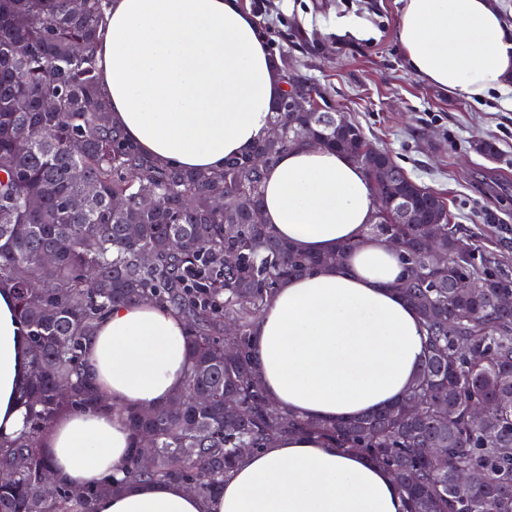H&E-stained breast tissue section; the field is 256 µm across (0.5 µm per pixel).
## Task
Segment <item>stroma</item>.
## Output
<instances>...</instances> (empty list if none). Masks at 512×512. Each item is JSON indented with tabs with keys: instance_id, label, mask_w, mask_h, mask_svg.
Wrapping results in <instances>:
<instances>
[{
	"instance_id": "1",
	"label": "stroma",
	"mask_w": 512,
	"mask_h": 512,
	"mask_svg": "<svg viewBox=\"0 0 512 512\" xmlns=\"http://www.w3.org/2000/svg\"><path fill=\"white\" fill-rule=\"evenodd\" d=\"M273 31V53L315 84L398 166L448 203L454 223L512 269V92L480 100L443 93L405 68L400 0H242ZM363 24L354 36L345 22ZM498 154H478V140Z\"/></svg>"
}]
</instances>
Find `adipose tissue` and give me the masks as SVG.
<instances>
[{
	"label": "adipose tissue",
	"mask_w": 512,
	"mask_h": 512,
	"mask_svg": "<svg viewBox=\"0 0 512 512\" xmlns=\"http://www.w3.org/2000/svg\"><path fill=\"white\" fill-rule=\"evenodd\" d=\"M397 38L413 76L452 95L512 88V29L497 0H402ZM97 55L112 122L146 155L219 171L267 135L283 82L277 58L241 0H111ZM376 207L362 169L314 145L268 168L263 220L305 252L352 244L278 288L255 321L253 358L270 401L297 416L344 422L405 397L424 355L422 325L398 292L399 256L368 235ZM185 323L148 303L118 306L85 345L97 409L65 412L41 446L55 477L93 487L133 445L124 412L156 406L183 387ZM30 370L25 331L0 285V437L18 435ZM390 474L323 438L278 439L208 499L175 483H141L101 499L97 512H403Z\"/></svg>",
	"instance_id": "adipose-tissue-1"
}]
</instances>
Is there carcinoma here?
<instances>
[{"mask_svg": "<svg viewBox=\"0 0 512 512\" xmlns=\"http://www.w3.org/2000/svg\"><path fill=\"white\" fill-rule=\"evenodd\" d=\"M109 2L83 0L75 10L70 0H0V283L14 290L31 356L25 428L0 440V469L13 476L0 484V512H95L99 497L140 481L192 485L212 498L245 459L237 449L256 451L290 433L368 455L391 474L406 512H512V308L498 305L512 295V271L449 223L445 199L357 124L326 129L310 112L286 111L288 96L319 92L284 54L272 123L290 132L286 143L264 138L219 173L141 153L109 123L98 87L95 47ZM312 133L363 168L376 194L370 232L400 243L406 299L424 331L410 390L417 410L402 401L353 422L314 421L276 408L261 386L251 355L256 319L282 283L355 247L306 254L251 221L267 176L255 157L271 163ZM89 186L94 195L74 206ZM145 194L155 200L148 209ZM384 195L412 198L407 223L383 216ZM144 252L153 262H142ZM438 253L448 256L446 272L432 265ZM458 277L478 292L448 287ZM137 302L187 323L185 386L147 412L126 410L135 445L122 478L83 490L45 480L44 432L60 413L99 404L85 371L86 340L112 308ZM228 322L236 335L224 334ZM229 402L239 409L233 419L224 415ZM475 404L485 405L477 417ZM462 470L477 480L456 483Z\"/></svg>", "mask_w": 512, "mask_h": 512, "instance_id": "obj_1", "label": "carcinoma"}]
</instances>
